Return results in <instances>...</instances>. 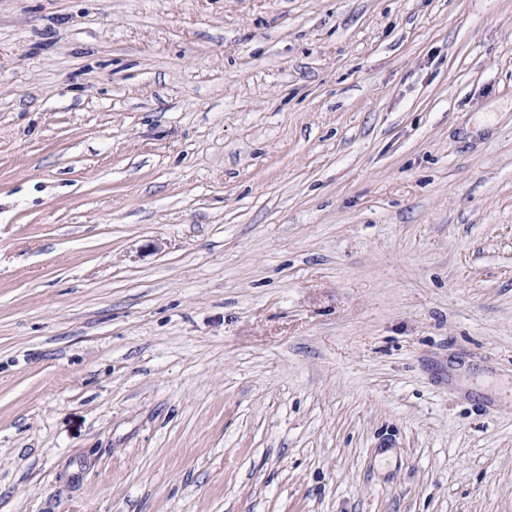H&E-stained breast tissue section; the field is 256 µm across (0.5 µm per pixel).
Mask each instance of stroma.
Masks as SVG:
<instances>
[{
  "label": "stroma",
  "instance_id": "obj_1",
  "mask_svg": "<svg viewBox=\"0 0 512 512\" xmlns=\"http://www.w3.org/2000/svg\"><path fill=\"white\" fill-rule=\"evenodd\" d=\"M0 512H512V0H0Z\"/></svg>",
  "mask_w": 512,
  "mask_h": 512
}]
</instances>
